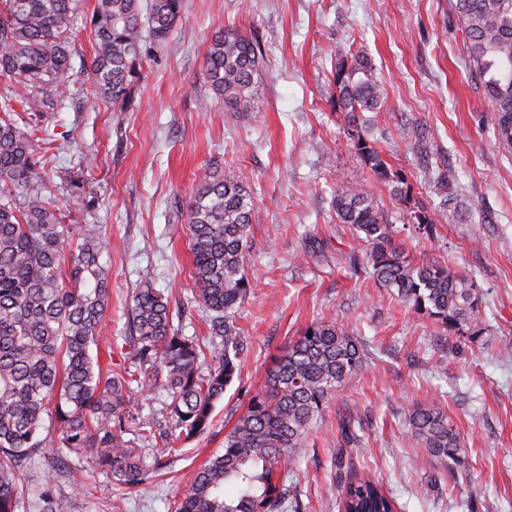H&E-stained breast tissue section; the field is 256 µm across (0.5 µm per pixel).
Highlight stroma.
I'll use <instances>...</instances> for the list:
<instances>
[{
	"instance_id": "35a3bbf8",
	"label": "stroma",
	"mask_w": 512,
	"mask_h": 512,
	"mask_svg": "<svg viewBox=\"0 0 512 512\" xmlns=\"http://www.w3.org/2000/svg\"><path fill=\"white\" fill-rule=\"evenodd\" d=\"M451 2L183 0L165 42L146 43L126 103L102 99L87 79L49 125L42 174L57 205L104 234L111 280L99 353L113 363L129 351L126 312L145 273L180 306L174 327L208 344L207 315L189 301L188 200L207 175L238 171L254 197L244 258L251 291L237 316L243 362L210 426L182 443L159 480L126 489L95 475L91 495L64 500V512H168L223 450L274 359L314 322L347 330L366 362L299 453L288 481L299 512H338L339 482L362 473L382 480L397 512H512V153L497 144ZM222 30L263 48L254 111H227L208 88L205 56ZM340 50L366 52L384 83V102L363 113L360 131L405 175L408 198L374 180L352 146L336 109ZM346 182L367 186L407 254L474 280L483 335H448L350 268L364 251L332 208ZM417 206L444 208L434 237L407 223ZM426 401L460 434L459 479L407 436L409 411ZM345 421L350 443L339 431Z\"/></svg>"
}]
</instances>
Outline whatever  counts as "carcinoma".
<instances>
[{"label":"carcinoma","mask_w":512,"mask_h":512,"mask_svg":"<svg viewBox=\"0 0 512 512\" xmlns=\"http://www.w3.org/2000/svg\"><path fill=\"white\" fill-rule=\"evenodd\" d=\"M182 0H95L90 70L104 98L125 96L143 44L163 42ZM84 0H0V512H62V489L78 499L90 474L109 473L139 487L164 471L179 445L210 424L215 403L240 371L244 350L236 324L250 283L244 258L251 239L253 196L247 176H207L187 206L192 301L208 312L210 369L203 351L173 327L170 301L149 277L128 309L132 361L103 370L94 353L110 297V268L98 224H68L47 194L38 150L43 116L82 91L71 39ZM466 36L470 72L493 107L498 145L512 152V0H453ZM263 58L260 43L238 32L216 34L205 60L210 91L234 112H252ZM336 110L353 147L374 176L403 196L405 180L390 170L358 130L360 112H376L385 88L365 52L340 55ZM336 219L350 225L377 283L406 307L450 334H483L476 284L435 260L409 258L372 194L347 184L333 199ZM409 223L427 235L439 212L413 210ZM364 346L345 329L315 322L288 343L264 388L224 435V449L194 474L175 512H285L288 474L329 401L364 364ZM164 391L172 426L156 432L134 420L133 395ZM408 436L445 465L461 463V438L432 403L413 408ZM136 428L137 440L126 438ZM89 467L65 465L70 456ZM40 476L23 487L19 472L35 457ZM378 479L350 477L339 486V512H396Z\"/></svg>","instance_id":"carcinoma-1"}]
</instances>
